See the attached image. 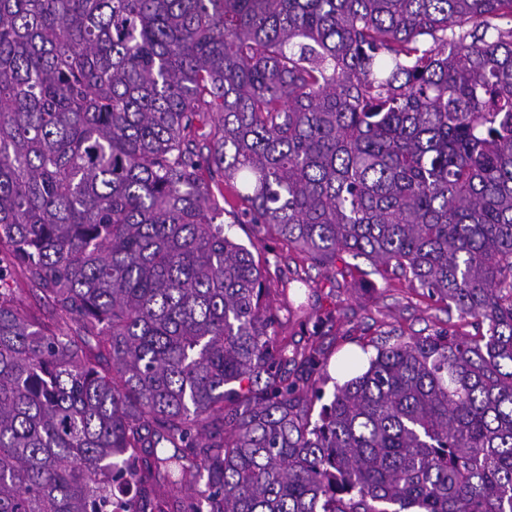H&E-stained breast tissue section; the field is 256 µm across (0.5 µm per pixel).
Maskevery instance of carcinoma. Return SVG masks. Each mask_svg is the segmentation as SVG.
Returning a JSON list of instances; mask_svg holds the SVG:
<instances>
[{
	"label": "carcinoma",
	"mask_w": 512,
	"mask_h": 512,
	"mask_svg": "<svg viewBox=\"0 0 512 512\" xmlns=\"http://www.w3.org/2000/svg\"><path fill=\"white\" fill-rule=\"evenodd\" d=\"M506 17L0 0V512H512ZM226 182L236 223L390 268L474 333L378 347L312 418L323 353L276 341Z\"/></svg>",
	"instance_id": "cac0c4a2"
}]
</instances>
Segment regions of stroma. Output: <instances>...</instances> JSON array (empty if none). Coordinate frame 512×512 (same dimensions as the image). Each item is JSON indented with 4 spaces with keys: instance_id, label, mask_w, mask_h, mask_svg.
<instances>
[{
    "instance_id": "35a3bbf8",
    "label": "stroma",
    "mask_w": 512,
    "mask_h": 512,
    "mask_svg": "<svg viewBox=\"0 0 512 512\" xmlns=\"http://www.w3.org/2000/svg\"><path fill=\"white\" fill-rule=\"evenodd\" d=\"M224 221L231 224L234 237L268 267L267 286L272 292L285 293L311 311H334L333 329L318 337L294 316L283 317L276 330L278 339L292 349L318 341L326 356V372L334 381L344 382L365 370L376 344L392 331L425 335L450 325L447 314L426 291L404 279L380 275L364 259L330 277L312 267L287 241L258 234L254 225L235 223L232 211H225Z\"/></svg>"
}]
</instances>
